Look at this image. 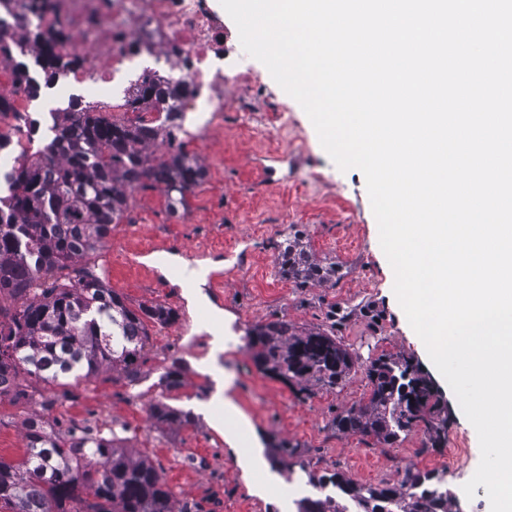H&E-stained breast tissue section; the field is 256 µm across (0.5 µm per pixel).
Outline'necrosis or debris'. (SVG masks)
<instances>
[{
	"instance_id": "necrosis-or-debris-1",
	"label": "necrosis or debris",
	"mask_w": 512,
	"mask_h": 512,
	"mask_svg": "<svg viewBox=\"0 0 512 512\" xmlns=\"http://www.w3.org/2000/svg\"><path fill=\"white\" fill-rule=\"evenodd\" d=\"M39 30L57 53H74L76 66L53 87L57 97L72 88L84 92L85 108L113 111L114 100L132 98L144 81H183V104L196 113L200 131L224 121V59L216 52L224 25L204 0H0V41L23 49L30 74H38L41 48L26 36ZM13 63L0 59V95L14 109L0 114V134L18 147L0 168L31 160L36 149L27 138L35 118L25 84L16 82Z\"/></svg>"
}]
</instances>
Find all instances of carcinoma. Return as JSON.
<instances>
[{
  "label": "carcinoma",
  "mask_w": 512,
  "mask_h": 512,
  "mask_svg": "<svg viewBox=\"0 0 512 512\" xmlns=\"http://www.w3.org/2000/svg\"><path fill=\"white\" fill-rule=\"evenodd\" d=\"M78 62L75 55L46 52L39 95L57 75ZM187 92L181 81L145 83L134 102L159 107L158 125L129 124L81 112L71 100L65 120L53 124L39 156L4 174L0 194V294L18 304L0 308V397H34L19 382L22 373L64 387L70 376L88 378L110 367L130 383L137 380L149 326H169L178 314L156 303L132 308L109 288L96 270L80 267L106 246L112 226L127 218L132 194L164 187L170 215L188 208L193 189L206 178L187 149L186 113L177 100ZM164 132L167 149L147 159L137 145ZM301 231L289 225L274 244L281 273L293 283H334L341 266L321 261L307 248ZM246 348L265 374L285 382L314 383L335 389L355 365L352 352L336 339V323L297 331L277 318L250 327ZM371 385L366 402L334 419L342 432L392 445L425 424L435 447L441 413L430 380L403 354H382L367 368ZM161 386L181 387L178 362L161 376ZM153 415L186 425L189 413L160 403ZM56 421L30 419L27 451L16 462L0 458V512H173L172 492L156 466L135 461L122 449L124 439L102 428L71 427L62 434ZM312 496L298 501V512H449L451 495L444 477L409 470L403 484H360L343 474H319L304 463Z\"/></svg>",
  "instance_id": "carcinoma-1"
}]
</instances>
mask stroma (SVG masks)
<instances>
[{"instance_id": "35a3bbf8", "label": "stroma", "mask_w": 512, "mask_h": 512, "mask_svg": "<svg viewBox=\"0 0 512 512\" xmlns=\"http://www.w3.org/2000/svg\"><path fill=\"white\" fill-rule=\"evenodd\" d=\"M232 19L224 21V122L196 158L207 177L189 196L180 217L166 209L162 188L134 192L127 223L117 225L98 261L110 288L131 307L161 302L178 314L153 327L136 385L111 370L62 389L29 380L35 401L0 398V458L20 460L27 448L26 420L45 412L67 431L73 421L113 427L125 452L158 467L172 491L174 512H284L285 499L266 491L269 476L286 478L294 460L317 472H341L363 484H395L394 465L423 471L452 460L461 473L448 482L458 512H490L484 487L466 498L462 486L480 462V446L454 392L410 330L394 291V273L379 242L366 181L357 169L342 171L323 149L310 119L273 80L267 68L245 54ZM297 225L319 259L344 267L334 284L296 287L281 276L273 242ZM264 226V236L253 230ZM212 270L201 291L204 304L189 305L181 282L198 263ZM232 324H224L223 314ZM276 318L309 330L336 322V338L356 358L342 386L307 391L263 374L243 337L247 326ZM232 327L238 338L217 364L233 379L235 398L252 427L241 445L285 440L294 456L273 458L250 471L235 460L214 417L218 381L201 365L214 334ZM383 353H402L434 381L448 406L443 443L425 449L422 430L394 445L336 431L333 420L366 399V370ZM183 362L182 385L164 390L159 377L172 359ZM52 401L43 410L42 401ZM165 403L192 412L191 424L155 419L151 408ZM209 412H201V405Z\"/></svg>"}]
</instances>
